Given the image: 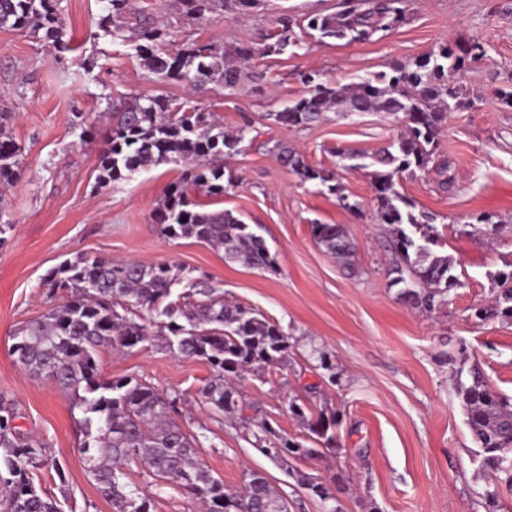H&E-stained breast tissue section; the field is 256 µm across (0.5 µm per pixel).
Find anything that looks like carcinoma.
<instances>
[{"label": "carcinoma", "mask_w": 512, "mask_h": 512, "mask_svg": "<svg viewBox=\"0 0 512 512\" xmlns=\"http://www.w3.org/2000/svg\"><path fill=\"white\" fill-rule=\"evenodd\" d=\"M98 22L104 37L120 39L133 48L145 65L162 79L181 80L190 88L220 82L236 86L239 69L216 44L191 43L174 52L171 35L145 14L132 15L128 0H107ZM185 15L201 19L224 10V0H180ZM403 20L399 0L353 2L332 16L308 19L307 29L320 39L371 42L397 28ZM0 28L28 32L44 42L61 62L71 50V37L62 17L60 0H0ZM297 42L291 28L268 37L264 50L280 53ZM482 44L458 54L448 46L412 63H398L381 73L345 85L325 83L314 72L300 75L312 88L271 119L282 126H307L336 109L386 112L407 118L397 140L369 154L342 153L349 170H371L379 224L388 225L395 261L389 284L398 299L412 309L433 312L447 301L448 292L464 286L453 260L438 254L442 233L433 215L415 212V205L398 190L399 175L426 171L435 164L437 136L448 113L464 105L465 90L458 75L484 55ZM0 112V183L19 174L21 148L7 136ZM110 134L99 158L96 182L106 187L139 170L162 165H186L187 176L165 199L157 215L160 232L169 239L194 238L231 260L265 270L273 258L263 236L230 210H205L191 198L194 190L208 198L224 196V154L236 151L245 129L224 131L214 115L197 105L173 106L159 95H142L115 106L109 113ZM279 161L303 182L322 186L339 198L343 186L328 170L309 166L288 147L274 144ZM311 232L326 252L346 266L353 265L355 248L340 224H314ZM493 301L475 310L478 318L512 320V270L490 275ZM186 283L176 291L174 286ZM52 302L42 317L15 333L12 354L26 371L48 377L70 395L79 414L82 447L88 453V472L100 496L113 512H153L152 500L126 480L122 465L138 461L159 484L173 485L200 501L207 512H283L284 499L269 482L228 489L199 461L198 436L172 418L178 397L158 392L139 379H105L99 372L103 349L132 348L162 336L170 352L199 358L211 376L200 390L202 402L222 414H239L245 403L231 381L246 367L263 368L288 356V337L280 326L253 310L224 300V292L205 277L185 274L169 263L145 266L137 261L116 262L80 253L50 269L42 278ZM455 391L466 411L476 444L480 471L492 480L485 492L486 512H498L500 489L512 492V397L491 391L476 364L454 371ZM339 416L322 410L309 430L328 447L336 441L332 427ZM12 404L0 399V512H62L60 504L33 481L34 472L54 469L60 482L64 471L48 444L21 434ZM253 445L288 462L318 453L303 442L278 434L268 423L257 425Z\"/></svg>", "instance_id": "carcinoma-1"}]
</instances>
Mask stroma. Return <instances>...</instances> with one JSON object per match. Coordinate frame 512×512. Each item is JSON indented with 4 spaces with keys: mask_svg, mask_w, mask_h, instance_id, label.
<instances>
[{
    "mask_svg": "<svg viewBox=\"0 0 512 512\" xmlns=\"http://www.w3.org/2000/svg\"><path fill=\"white\" fill-rule=\"evenodd\" d=\"M162 20L176 44L217 43L226 51L254 53L241 67L238 85L210 84L191 92L162 80L129 45L98 37L103 0H61L71 52L55 62L42 42L0 29V108L11 112L8 132L23 150V170L0 185V207L13 229L0 248V395L13 400L20 433L47 442L64 478L44 469L34 481L58 497L64 512H112L85 463L71 399L47 378L28 374L9 353L22 324L49 307L43 275L76 254L133 259L151 266L171 262L209 276L226 300L260 311L288 335V360L243 371L236 386L266 420L289 438L307 442L308 424L290 402L340 415L334 448L282 467L247 441L241 420H214L199 391L210 376L194 358L173 355L163 339L120 352L102 351L104 377H132L156 390L180 395L182 428L202 436L199 459L226 487H240L246 471L262 472L283 493L290 512H324L306 487L343 472L340 512H485L487 484L473 459L475 445L457 399L451 369L467 359L479 364L491 388L512 396V321L482 320L475 306L492 297L490 273L512 263V107L496 92L512 87V0H404L405 19L366 43L303 38L283 53L262 50V35L280 22L298 26L313 15L341 12L348 0H259L207 19L187 18L177 0H133ZM482 43L485 57L458 80L466 107L452 111L438 135L446 175L403 174L398 189L416 210L433 214L444 234L440 247L464 281L440 311L413 310L390 288L386 269L393 252L367 172L342 170L337 149L374 152L401 132L392 116L332 112L310 125L282 127L271 113L307 96L302 72L346 84L415 61L445 43ZM160 95L214 112L226 131L251 123L267 143L244 140L225 155L224 196L217 206L259 228L278 273L226 260L223 252L191 238L168 239L154 222L182 166L141 170L101 187L96 182L103 138L83 140L78 125L97 121L110 104ZM288 145L309 165L337 173L350 211L336 195L301 181L282 166L273 143ZM474 213L496 216V231L473 232ZM315 224H340L356 245V267L347 269L314 240ZM327 353L338 373L330 383L319 364ZM130 482L154 501L153 512H196V501L155 485L138 464L126 467Z\"/></svg>",
    "mask_w": 512,
    "mask_h": 512,
    "instance_id": "35a3bbf8",
    "label": "stroma"
}]
</instances>
